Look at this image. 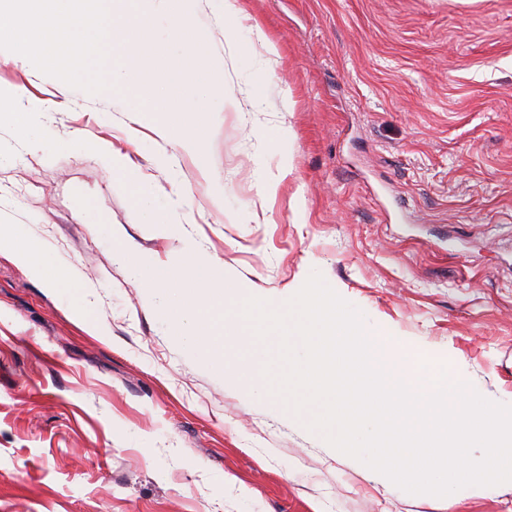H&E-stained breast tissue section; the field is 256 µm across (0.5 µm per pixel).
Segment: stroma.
<instances>
[{"instance_id": "obj_1", "label": "stroma", "mask_w": 512, "mask_h": 512, "mask_svg": "<svg viewBox=\"0 0 512 512\" xmlns=\"http://www.w3.org/2000/svg\"><path fill=\"white\" fill-rule=\"evenodd\" d=\"M218 0L195 26L224 75L199 157L121 103L66 97L36 67L0 85L45 101L34 137L0 125V224L90 291L96 336L0 253V512H512V487L412 495L225 384L171 331L112 250L184 246L277 298L311 272L368 320L512 405V0ZM106 142L147 174L144 223ZM276 184L259 194L261 183Z\"/></svg>"}]
</instances>
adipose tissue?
I'll list each match as a JSON object with an SVG mask.
<instances>
[{
	"label": "adipose tissue",
	"instance_id": "ef3b65f1",
	"mask_svg": "<svg viewBox=\"0 0 512 512\" xmlns=\"http://www.w3.org/2000/svg\"><path fill=\"white\" fill-rule=\"evenodd\" d=\"M38 103L25 99L22 88L0 90V123L13 125L22 133H30L39 117ZM91 149L106 159L114 177L125 180L129 187L134 209L147 223H154L157 206L146 188V177L133 168L127 156L110 152L105 143L92 144ZM7 246L14 259L28 269L48 288L62 293L74 318L87 329L101 333L104 325L95 317L89 291L69 272L60 268L56 260L26 235L18 225H0V246Z\"/></svg>",
	"mask_w": 512,
	"mask_h": 512
}]
</instances>
